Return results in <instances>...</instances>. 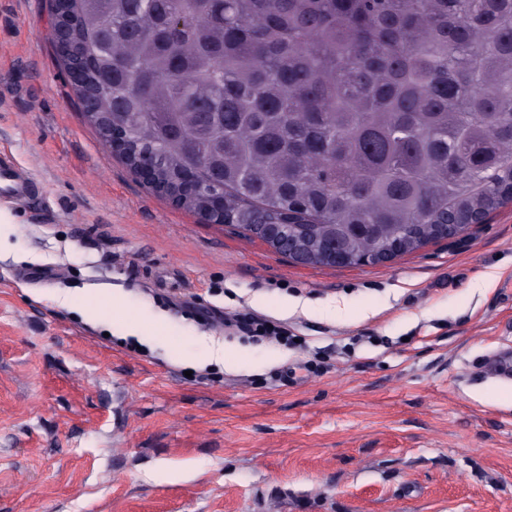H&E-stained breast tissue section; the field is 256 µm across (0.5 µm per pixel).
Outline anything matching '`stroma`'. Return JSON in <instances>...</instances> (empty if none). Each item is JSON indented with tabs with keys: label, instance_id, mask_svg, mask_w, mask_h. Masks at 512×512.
Returning <instances> with one entry per match:
<instances>
[{
	"label": "stroma",
	"instance_id": "stroma-1",
	"mask_svg": "<svg viewBox=\"0 0 512 512\" xmlns=\"http://www.w3.org/2000/svg\"><path fill=\"white\" fill-rule=\"evenodd\" d=\"M49 26L0 0V153L35 186L0 202V512H512V203L385 263L288 261L137 178ZM225 324L246 330L257 340H273L283 337L285 328L274 321L263 319L254 314H236L225 319Z\"/></svg>",
	"mask_w": 512,
	"mask_h": 512
}]
</instances>
